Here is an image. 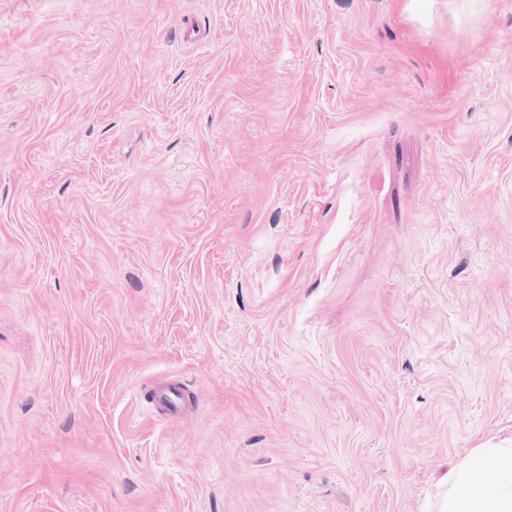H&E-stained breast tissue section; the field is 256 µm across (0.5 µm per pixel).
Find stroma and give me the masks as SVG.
<instances>
[{
  "mask_svg": "<svg viewBox=\"0 0 512 512\" xmlns=\"http://www.w3.org/2000/svg\"><path fill=\"white\" fill-rule=\"evenodd\" d=\"M491 2L0 0V512H435L512 437ZM437 3L447 9L448 20L456 28H468L482 23L490 10L489 0H443ZM176 386L162 383L154 388V401L171 413H178L181 409L180 396Z\"/></svg>",
  "mask_w": 512,
  "mask_h": 512,
  "instance_id": "obj_1",
  "label": "stroma"
}]
</instances>
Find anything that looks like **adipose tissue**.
Listing matches in <instances>:
<instances>
[{
  "mask_svg": "<svg viewBox=\"0 0 512 512\" xmlns=\"http://www.w3.org/2000/svg\"><path fill=\"white\" fill-rule=\"evenodd\" d=\"M495 469L497 481L485 485L484 474ZM438 512H512V448L487 446L443 480Z\"/></svg>",
  "mask_w": 512,
  "mask_h": 512,
  "instance_id": "obj_1",
  "label": "adipose tissue"
}]
</instances>
